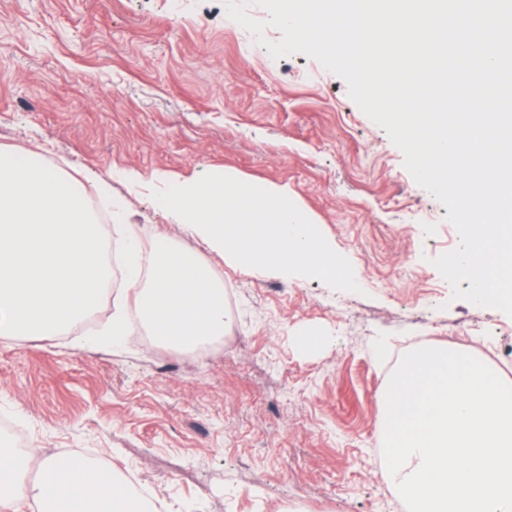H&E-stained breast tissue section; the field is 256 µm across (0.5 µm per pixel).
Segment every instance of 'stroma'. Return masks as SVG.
Instances as JSON below:
<instances>
[{"instance_id": "1", "label": "stroma", "mask_w": 512, "mask_h": 512, "mask_svg": "<svg viewBox=\"0 0 512 512\" xmlns=\"http://www.w3.org/2000/svg\"><path fill=\"white\" fill-rule=\"evenodd\" d=\"M0 150L107 181L125 206L92 326L0 339V418L139 474L163 512H406L379 463L400 357L448 342L512 382V317L453 299L432 263L459 244L447 208L340 77L268 57L225 0H0ZM213 168L287 188L358 291L209 252L123 177ZM126 222L212 267L230 342L203 358L91 344L124 294Z\"/></svg>"}]
</instances>
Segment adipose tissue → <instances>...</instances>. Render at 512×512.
Wrapping results in <instances>:
<instances>
[{"instance_id":"ef3b65f1","label":"adipose tissue","mask_w":512,"mask_h":512,"mask_svg":"<svg viewBox=\"0 0 512 512\" xmlns=\"http://www.w3.org/2000/svg\"><path fill=\"white\" fill-rule=\"evenodd\" d=\"M129 265L127 298L114 302L112 315L98 331L100 341L115 345L147 329L161 344L196 351L220 341L229 313L224 286L206 262L187 258L156 235L144 243L135 225L124 228ZM29 454L0 445V512H141L142 506L111 474L102 480L97 468L76 455L45 454L36 480H24Z\"/></svg>"}]
</instances>
